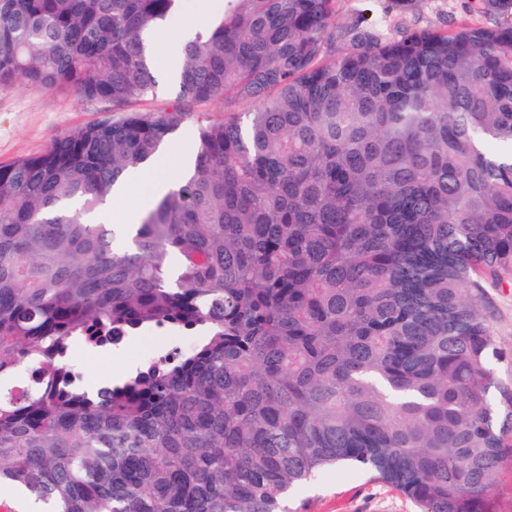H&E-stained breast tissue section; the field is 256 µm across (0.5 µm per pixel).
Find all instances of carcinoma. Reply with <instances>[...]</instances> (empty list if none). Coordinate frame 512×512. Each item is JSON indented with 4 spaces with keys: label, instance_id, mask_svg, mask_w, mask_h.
Wrapping results in <instances>:
<instances>
[{
    "label": "carcinoma",
    "instance_id": "carcinoma-1",
    "mask_svg": "<svg viewBox=\"0 0 512 512\" xmlns=\"http://www.w3.org/2000/svg\"><path fill=\"white\" fill-rule=\"evenodd\" d=\"M220 2L173 101L136 110L181 0H0L1 89L121 113L0 164V383L45 378L0 396V483L48 512H288L351 466L421 512H496L512 390L478 293L512 271V0L395 33L337 24L338 0ZM212 100L193 170L139 223H101ZM159 325L193 348L70 383L72 347Z\"/></svg>",
    "mask_w": 512,
    "mask_h": 512
}]
</instances>
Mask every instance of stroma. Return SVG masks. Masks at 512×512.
<instances>
[{
  "label": "stroma",
  "mask_w": 512,
  "mask_h": 512,
  "mask_svg": "<svg viewBox=\"0 0 512 512\" xmlns=\"http://www.w3.org/2000/svg\"><path fill=\"white\" fill-rule=\"evenodd\" d=\"M368 9L384 17L391 31L404 28L456 27L483 19L477 0H414L403 12L392 11L389 0H339V21ZM99 108L72 93L19 84L0 90V163L44 151L57 137L94 122ZM478 298L502 359L494 368L501 384L512 387V272L485 273ZM150 345L149 338L129 340L120 357L88 356L92 382L131 365ZM290 512H420L412 499L396 488L351 467H339L294 490Z\"/></svg>",
  "instance_id": "stroma-1"
}]
</instances>
